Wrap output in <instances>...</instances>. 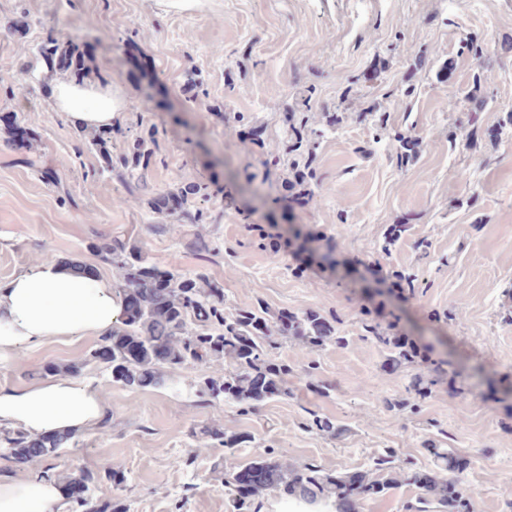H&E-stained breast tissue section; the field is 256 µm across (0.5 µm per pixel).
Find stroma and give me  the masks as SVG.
I'll list each match as a JSON object with an SVG mask.
<instances>
[{
	"label": "stroma",
	"mask_w": 512,
	"mask_h": 512,
	"mask_svg": "<svg viewBox=\"0 0 512 512\" xmlns=\"http://www.w3.org/2000/svg\"><path fill=\"white\" fill-rule=\"evenodd\" d=\"M94 41L98 72L124 108L112 141L120 153L156 131L167 163L146 189L129 195L114 173L82 150L84 129L59 112L52 94L62 73L47 72L37 51L47 36ZM473 39L483 53H460ZM207 93L189 101V74ZM321 181L304 206L289 207L282 177L267 174L269 151L288 152L285 114L306 88ZM224 108L215 115L214 105ZM17 113L37 137L34 150L0 138V280L37 259L102 263L97 248L119 236L157 266L206 270L224 285V311L266 305L270 313L317 311L335 317L341 345L281 340L290 394L240 414L195 396L194 380L215 364L183 374L180 391L129 389L87 362V337L0 355V386L42 381L45 365L80 363L99 390L112 428L91 427L53 457L20 474L93 473L104 461L126 481L103 480L94 493L125 512H229L224 466H245L267 449L290 462L339 472L367 469L394 449L397 462L433 465L425 442L469 456L463 479L471 512H512V0H0V113ZM250 114L258 138L225 135L224 116ZM338 112L336 131L324 116ZM417 142L398 163L399 145L372 144L377 118ZM177 183H204L194 224L162 222L147 200ZM315 248L335 245L342 266L366 263L380 277L415 278L402 298L369 297L299 251L289 224ZM407 230L393 246L391 225ZM205 240L210 252L192 243ZM430 245L419 260L417 244ZM398 322L426 359L395 373L364 332L366 322ZM450 361L417 412L399 406L411 378H431ZM330 386L329 395L314 385ZM325 416L344 432L311 429ZM218 427L248 435L234 450L205 438Z\"/></svg>",
	"instance_id": "1"
}]
</instances>
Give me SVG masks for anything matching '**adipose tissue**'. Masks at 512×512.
Masks as SVG:
<instances>
[{"mask_svg":"<svg viewBox=\"0 0 512 512\" xmlns=\"http://www.w3.org/2000/svg\"><path fill=\"white\" fill-rule=\"evenodd\" d=\"M60 111L87 127H111L120 100L102 87L62 81L53 89ZM124 310L111 279L96 268L78 273L44 259L0 281V354L108 333ZM104 415L96 387L66 377L0 387V426L54 436L95 426ZM65 493L50 479L0 471V512H64Z\"/></svg>","mask_w":512,"mask_h":512,"instance_id":"obj_1","label":"adipose tissue"}]
</instances>
